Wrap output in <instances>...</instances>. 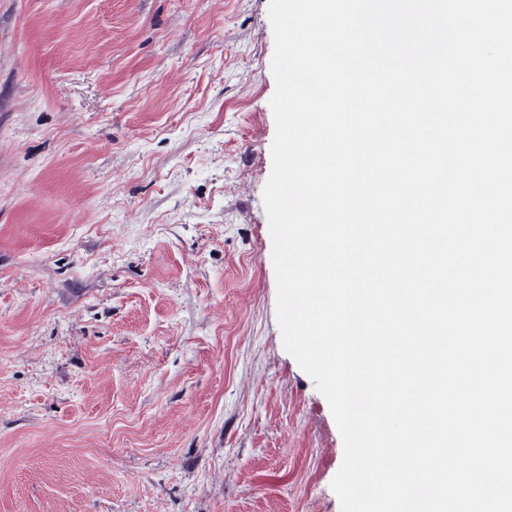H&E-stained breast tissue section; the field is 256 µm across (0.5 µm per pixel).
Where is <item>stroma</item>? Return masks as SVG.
<instances>
[{"label":"stroma","instance_id":"35a3bbf8","mask_svg":"<svg viewBox=\"0 0 512 512\" xmlns=\"http://www.w3.org/2000/svg\"><path fill=\"white\" fill-rule=\"evenodd\" d=\"M270 0H0V512H341L262 193Z\"/></svg>","mask_w":512,"mask_h":512}]
</instances>
